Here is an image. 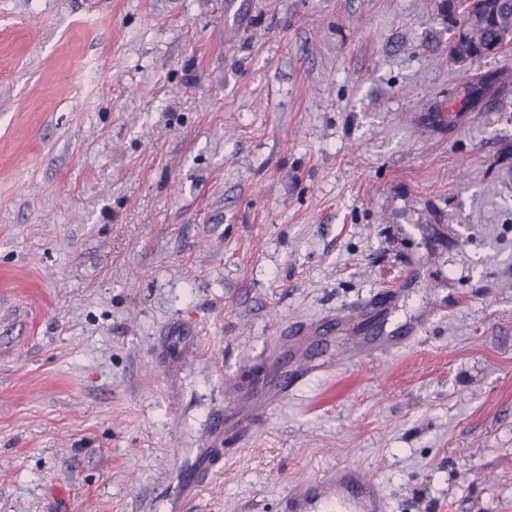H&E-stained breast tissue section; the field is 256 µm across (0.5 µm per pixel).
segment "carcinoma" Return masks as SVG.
Here are the masks:
<instances>
[{
  "mask_svg": "<svg viewBox=\"0 0 512 512\" xmlns=\"http://www.w3.org/2000/svg\"><path fill=\"white\" fill-rule=\"evenodd\" d=\"M448 11L458 14L467 35L453 41L449 57L456 62H475L495 54L502 37L512 34V0H446Z\"/></svg>",
  "mask_w": 512,
  "mask_h": 512,
  "instance_id": "cac0c4a2",
  "label": "carcinoma"
}]
</instances>
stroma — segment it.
Masks as SVG:
<instances>
[{"instance_id": "1", "label": "stroma", "mask_w": 512, "mask_h": 512, "mask_svg": "<svg viewBox=\"0 0 512 512\" xmlns=\"http://www.w3.org/2000/svg\"><path fill=\"white\" fill-rule=\"evenodd\" d=\"M226 4L0 0V512H280L345 463L512 512V46L449 59L442 0Z\"/></svg>"}]
</instances>
